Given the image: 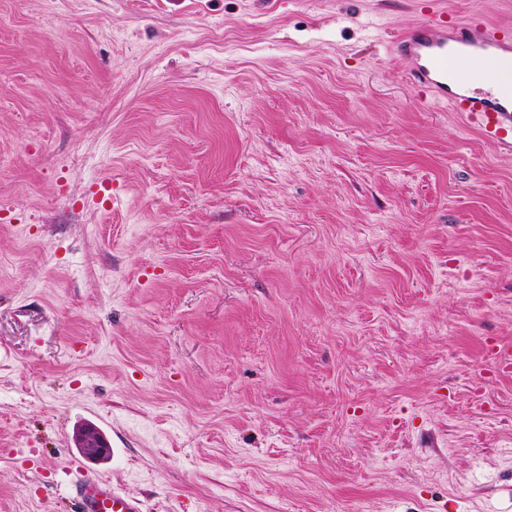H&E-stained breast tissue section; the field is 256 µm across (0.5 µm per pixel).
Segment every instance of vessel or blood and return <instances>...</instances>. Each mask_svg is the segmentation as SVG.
Here are the masks:
<instances>
[{"instance_id":"b4317fda","label":"vessel or blood","mask_w":512,"mask_h":512,"mask_svg":"<svg viewBox=\"0 0 512 512\" xmlns=\"http://www.w3.org/2000/svg\"><path fill=\"white\" fill-rule=\"evenodd\" d=\"M512 55V36L488 25H457L445 19L419 22L396 45L398 58L410 62L408 78L413 86L459 112L462 119L500 149L512 151V105L494 97L498 70L480 73L484 88L452 90L448 85V61L458 53L493 58L498 52ZM77 512H145L137 496L122 493L111 484L77 478L71 483Z\"/></svg>"}]
</instances>
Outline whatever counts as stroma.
<instances>
[{
    "label": "stroma",
    "instance_id": "obj_1",
    "mask_svg": "<svg viewBox=\"0 0 512 512\" xmlns=\"http://www.w3.org/2000/svg\"><path fill=\"white\" fill-rule=\"evenodd\" d=\"M441 13L512 30V0H0V512L81 473L147 512H512V153L390 52ZM73 443L80 454L89 460L104 462L109 459L110 448L105 434L93 423L79 425L73 436Z\"/></svg>",
    "mask_w": 512,
    "mask_h": 512
}]
</instances>
